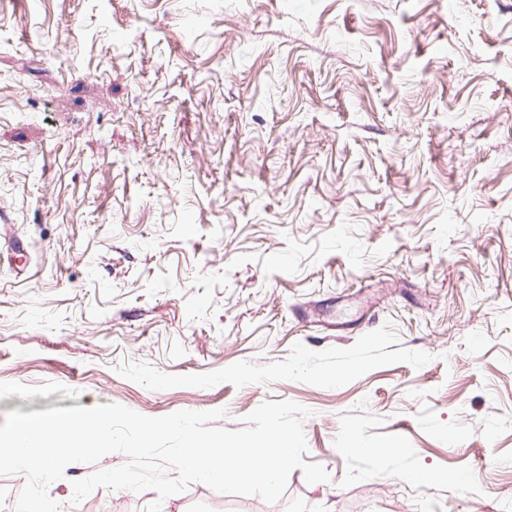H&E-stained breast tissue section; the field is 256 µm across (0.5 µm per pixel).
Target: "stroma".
I'll return each mask as SVG.
<instances>
[{
  "mask_svg": "<svg viewBox=\"0 0 512 512\" xmlns=\"http://www.w3.org/2000/svg\"><path fill=\"white\" fill-rule=\"evenodd\" d=\"M0 422L309 409L282 497L512 512V0H0Z\"/></svg>",
  "mask_w": 512,
  "mask_h": 512,
  "instance_id": "1",
  "label": "stroma"
}]
</instances>
